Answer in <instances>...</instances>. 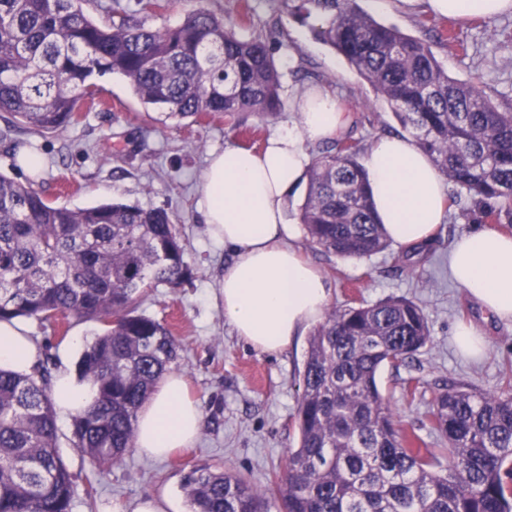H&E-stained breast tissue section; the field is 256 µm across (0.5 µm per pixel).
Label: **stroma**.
I'll return each instance as SVG.
<instances>
[{
	"instance_id": "35a3bbf8",
	"label": "stroma",
	"mask_w": 512,
	"mask_h": 512,
	"mask_svg": "<svg viewBox=\"0 0 512 512\" xmlns=\"http://www.w3.org/2000/svg\"><path fill=\"white\" fill-rule=\"evenodd\" d=\"M202 7L235 22L245 36L263 38L281 75L284 105L263 120L245 112L237 123L221 116L199 122L157 121L120 75L96 77L104 106L82 113L78 123L46 136L19 134L17 143L0 141V173L31 182L49 202L71 209L102 203H124L166 209L174 218L191 275L179 287L146 289L140 309L166 323L180 346L177 370L200 403L204 428L194 445L167 459H154L129 449L122 461L97 473L74 447L72 422L58 424V452L71 472L77 495L75 512H132L148 496L170 494L184 499L183 481L191 470L218 465L266 488L281 470L288 451L298 445L293 424L301 394L299 374L308 349L300 340L284 353L253 349L224 320L217 300V277L232 255L210 235L199 208L202 175L211 154L235 146L260 149L276 131L296 125L288 104L310 87L324 89L343 103L360 150H367L385 131L402 134L390 109L352 71L343 57L312 32L315 19L302 22L287 13L281 0H202ZM377 21L429 42L450 77L477 80L490 96L512 95V14L493 21H457L426 12L423 5L401 4L377 14ZM457 34L463 47L449 45ZM38 153L43 168L35 176L17 165L18 155ZM457 201L447 224L416 252L390 246L365 260L347 259L309 243L297 242L305 256L332 284L331 306L372 304L406 298L423 309L430 341L405 366L383 367L378 384L384 401L404 433L420 436L429 447L441 445L431 429L434 399L447 384L463 383L499 392L512 373V321H500L469 297L448 271V245L462 233L484 228L465 191L451 187ZM473 325L487 341L484 354L464 358L456 346L460 324ZM29 335L53 369H75L78 354L62 357L67 337L92 342L101 327L93 321L70 320L67 330L26 321ZM415 380L407 394L404 383ZM95 485L93 498L84 489Z\"/></svg>"
}]
</instances>
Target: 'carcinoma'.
Segmentation results:
<instances>
[{
  "label": "carcinoma",
  "mask_w": 512,
  "mask_h": 512,
  "mask_svg": "<svg viewBox=\"0 0 512 512\" xmlns=\"http://www.w3.org/2000/svg\"><path fill=\"white\" fill-rule=\"evenodd\" d=\"M85 0H0V140L44 134L79 119L100 89L123 76L142 104L167 119L281 110L280 74L267 43L198 7L175 27L149 28L130 6L93 19ZM373 88L437 169L459 188L512 212V112L473 80L448 76L432 47L364 13L357 0H282ZM351 138L318 150L300 223L309 241L364 260L390 246ZM189 275L175 225L163 208L122 203L50 205L30 184L0 173V321H95L77 375L90 405L73 415V445L99 471L134 445L136 418L178 358L159 320L138 311L145 288H174ZM430 341L423 310L404 298L344 305L311 334L295 424L299 446L272 487L229 470L196 468L184 480L190 512H512V378L487 393L447 386L434 400L433 429L448 442L413 446L396 428L377 385ZM47 363L30 374L0 368V512H73L72 474L58 450Z\"/></svg>",
  "instance_id": "cac0c4a2"
}]
</instances>
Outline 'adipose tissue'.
<instances>
[{"label": "adipose tissue", "mask_w": 512, "mask_h": 512, "mask_svg": "<svg viewBox=\"0 0 512 512\" xmlns=\"http://www.w3.org/2000/svg\"><path fill=\"white\" fill-rule=\"evenodd\" d=\"M433 14L487 20L512 12V0H425ZM290 107L297 126L271 136L258 150L226 148L213 155L202 177V219L233 260L220 283L224 318L256 350L276 354L321 320L330 282L303 257L286 201L311 165L308 144L332 140L346 129V114L328 93L310 89ZM363 165L376 211L388 238L414 247L433 237L448 217L449 187L410 138L393 135L368 149ZM448 269L469 296L499 318L512 321V235L490 228L462 234L448 246ZM39 350L21 323L0 322V366L31 372ZM64 417L92 400L89 384L60 369L52 386ZM204 426L200 405L183 375L168 374L137 414L135 446L165 459L190 447Z\"/></svg>", "instance_id": "obj_1"}]
</instances>
